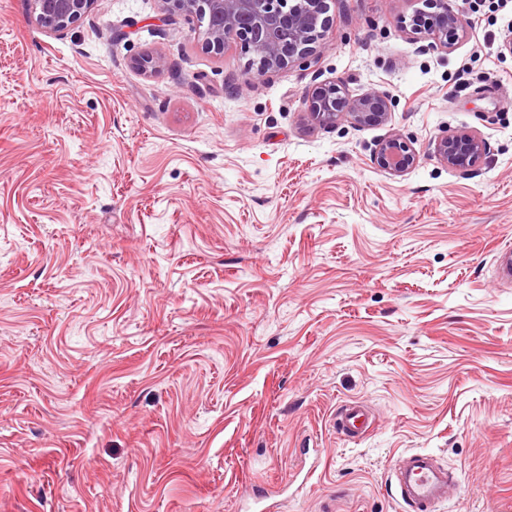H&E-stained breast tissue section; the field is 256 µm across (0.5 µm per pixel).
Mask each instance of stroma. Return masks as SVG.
<instances>
[{
	"label": "stroma",
	"instance_id": "obj_1",
	"mask_svg": "<svg viewBox=\"0 0 512 512\" xmlns=\"http://www.w3.org/2000/svg\"><path fill=\"white\" fill-rule=\"evenodd\" d=\"M328 3L312 69L247 77L159 0L58 33L0 0V512H245L258 485L405 512L410 450L455 472L445 512H512V0L448 52L403 29L418 0ZM319 77L390 122H308ZM446 129L483 137L475 171ZM487 151L484 139L469 130H446L435 141V152L449 168L469 170ZM374 158L380 167L393 175H403L416 163V153L411 141L398 135L381 140L376 146ZM373 418L361 403L344 406L336 417V432L343 438L361 439L369 431Z\"/></svg>",
	"mask_w": 512,
	"mask_h": 512
}]
</instances>
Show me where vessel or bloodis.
Wrapping results in <instances>:
<instances>
[{
	"label": "vessel or blood",
	"mask_w": 512,
	"mask_h": 512,
	"mask_svg": "<svg viewBox=\"0 0 512 512\" xmlns=\"http://www.w3.org/2000/svg\"><path fill=\"white\" fill-rule=\"evenodd\" d=\"M373 424L367 409L359 403L345 405L336 418V431L344 438L360 439ZM453 480L448 469L427 451L405 453L394 468L395 487L400 500L411 512H439L448 501Z\"/></svg>",
	"instance_id": "vessel-or-blood-1"
}]
</instances>
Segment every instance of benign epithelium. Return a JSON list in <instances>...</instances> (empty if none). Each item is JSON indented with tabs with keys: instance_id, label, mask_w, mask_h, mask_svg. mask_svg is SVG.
I'll use <instances>...</instances> for the list:
<instances>
[{
	"instance_id": "7a95c632",
	"label": "benign epithelium",
	"mask_w": 512,
	"mask_h": 512,
	"mask_svg": "<svg viewBox=\"0 0 512 512\" xmlns=\"http://www.w3.org/2000/svg\"><path fill=\"white\" fill-rule=\"evenodd\" d=\"M36 22L47 32H58L87 14L95 0H31ZM169 15L196 21L209 50L234 47L247 58L245 74L263 76L292 67L309 69L319 55L332 18L327 0H160ZM402 28L426 42L424 51L452 50L468 35L463 15L448 8V0H421ZM304 116L311 122L334 127L348 118L362 127L383 126L391 119L389 97L371 90L350 97L336 81H322L305 100ZM487 151L484 139L469 130H446L435 141V152L450 168L466 170ZM374 158L394 175L416 163L411 141L398 135L381 140Z\"/></svg>"
}]
</instances>
